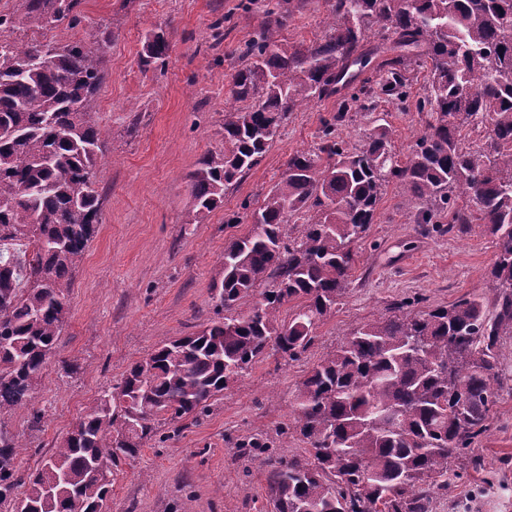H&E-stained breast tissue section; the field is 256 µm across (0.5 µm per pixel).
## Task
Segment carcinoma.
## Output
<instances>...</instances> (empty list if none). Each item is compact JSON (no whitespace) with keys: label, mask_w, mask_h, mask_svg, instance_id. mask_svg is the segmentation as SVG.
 Instances as JSON below:
<instances>
[{"label":"carcinoma","mask_w":512,"mask_h":512,"mask_svg":"<svg viewBox=\"0 0 512 512\" xmlns=\"http://www.w3.org/2000/svg\"><path fill=\"white\" fill-rule=\"evenodd\" d=\"M18 2L21 15L0 12V245L25 240L32 257L21 263L0 251V414L30 404L69 319L72 276L98 224L95 170L105 150L90 115L107 41H17V23L51 30L75 21L81 0ZM328 2L324 38L290 46L260 32L244 44L248 64L232 75L224 149L190 174V223L260 163L288 112L341 93L355 80L350 68L374 55L375 76L344 97L317 151L289 157L247 233L225 244L212 283L218 318L131 363L35 470L19 473L22 445L0 426L8 512H106L112 468L137 458L158 423L207 413L270 348L291 359L304 353L347 293L354 244L392 182L405 204L453 208L448 228L477 222L496 237L486 291L424 312L400 303L315 364L282 431L306 448L262 458L269 501L274 512H433L459 477L452 463L480 465L473 445L512 361L504 344L512 336V0ZM371 30L380 40L368 54ZM144 48L145 64L162 63L169 41L155 31ZM413 65L428 73L419 109L436 118L406 161L383 124L344 147L336 128L346 113L401 96ZM485 125L484 142L467 144L465 130ZM458 192L477 212L454 206ZM292 301L300 305L284 321ZM46 466L64 470V482L48 484Z\"/></svg>","instance_id":"carcinoma-1"}]
</instances>
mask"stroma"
Returning <instances> with one entry per match:
<instances>
[{
  "instance_id": "obj_1",
  "label": "stroma",
  "mask_w": 512,
  "mask_h": 512,
  "mask_svg": "<svg viewBox=\"0 0 512 512\" xmlns=\"http://www.w3.org/2000/svg\"><path fill=\"white\" fill-rule=\"evenodd\" d=\"M276 0H82L76 23L45 35L62 45L110 42L107 76L92 120L106 138L97 167L101 210L96 232L76 268L70 317L30 405L0 414L22 444L20 471L39 467L103 390L121 382L127 366L163 340L196 332L215 317L211 284L224 265V245L246 233L264 195L283 177L289 157L315 150L325 120L340 99L314 100L289 112L259 165L224 193L197 224L188 176L198 160L224 145V108L230 80L244 66L242 45L263 25ZM285 27L270 41L297 44L327 32L326 0H287ZM165 30L170 49L162 66H144L148 32ZM425 70L412 74L403 102H380L372 112H348L338 127L356 147L374 121L384 120L395 150L407 158L431 119L419 111ZM423 203L402 205L389 184L374 224L355 244L358 264L346 296L322 322L298 359L269 353L237 384L211 402L199 420L160 425L140 456L112 472L109 512H271L266 473L245 442L300 450L282 439L293 419L296 387L350 333L390 315L410 299L418 311L482 293L496 253L481 225L447 232L448 210L436 212L438 230L425 232ZM77 364L69 373L64 363ZM476 446L480 468L462 476L438 499L435 512H512V381L500 390L488 431Z\"/></svg>"
}]
</instances>
